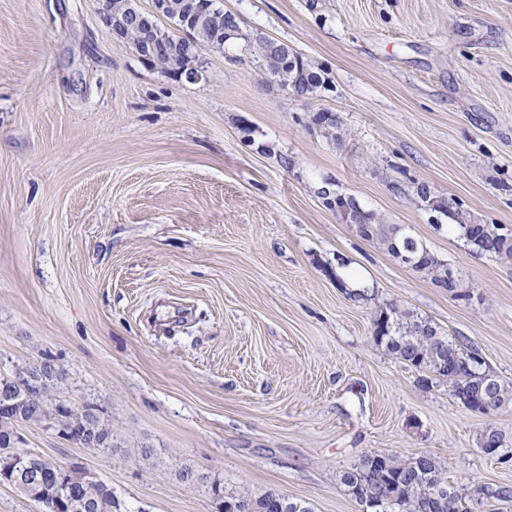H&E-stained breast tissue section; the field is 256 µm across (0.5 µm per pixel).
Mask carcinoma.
I'll return each mask as SVG.
<instances>
[{
	"instance_id": "carcinoma-1",
	"label": "carcinoma",
	"mask_w": 512,
	"mask_h": 512,
	"mask_svg": "<svg viewBox=\"0 0 512 512\" xmlns=\"http://www.w3.org/2000/svg\"><path fill=\"white\" fill-rule=\"evenodd\" d=\"M166 7L162 16L179 23L188 31L191 39L200 46L224 48L226 43L242 40L263 61V70L283 88L296 90L300 96L314 92L322 84L321 75L310 63L293 50L275 49L271 38L260 34L252 36L240 28L241 20H236L238 28L226 25V12L209 14L207 21H197L199 12L206 9L203 0H165ZM124 38L134 45L140 56L150 55V63L158 65L165 72L186 73L182 69L180 48L170 51L162 48H150L143 32L136 27L124 33ZM367 220L373 224L376 233L373 242L393 257H398L396 247L410 242L416 251L427 252L422 264L415 271L429 278L432 283L439 282L448 274L450 265L427 250L425 244L403 230L399 224H385L367 214ZM480 240L472 248L485 254H497L512 258V236L501 233L497 224H479ZM377 329L374 339L385 346L386 350L403 363L414 368L420 374H432L448 382L451 393L456 399L469 395V403H478L483 394L484 382L496 381V404L491 412L512 401V388L505 385L491 371L484 368L471 348L457 341L431 322L408 310H402L391 304L374 319ZM19 376L0 375V484L13 487L25 497L30 493L19 476L12 477L8 469L25 452H16L19 440L14 428L22 421L40 424L47 417V408L36 396V389L30 385H20ZM81 417L75 416V408L67 402H59L54 408V417L58 424L65 427L85 426L98 435L95 446L112 448V433L106 427L96 409L90 405L82 409ZM343 484L350 494L361 504L377 501L387 494V485L394 484L396 503L392 512H467L462 493L448 485L442 475L441 466L432 458L427 465L421 466V458L412 461L400 460L390 454L371 453L365 455L357 465L342 476ZM272 492L260 496L248 494H230L226 501H245L252 512H311L301 502L289 500L277 494V510L269 508ZM91 500L93 512H116L117 502L112 490L102 482L90 480L80 470L56 471L53 477L45 478L44 496L35 500L41 512H84V501Z\"/></svg>"
}]
</instances>
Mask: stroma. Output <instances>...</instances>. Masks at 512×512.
<instances>
[{
	"mask_svg": "<svg viewBox=\"0 0 512 512\" xmlns=\"http://www.w3.org/2000/svg\"><path fill=\"white\" fill-rule=\"evenodd\" d=\"M223 4L322 86L287 92L240 42L202 47L192 81L116 39L94 0H0V373L52 359L49 403L112 428L103 451L22 424L24 449L104 482L118 512H220L187 467L365 512L341 476L372 452L433 457L468 512H512L483 494L512 487V402L470 412L373 338L397 304L512 385V258L473 253L416 196L512 234V0ZM328 193L403 225L464 298ZM490 427L502 457L480 448ZM336 212L341 215L346 224L354 226L359 235L366 236L371 233L369 224H373L377 232L375 233L372 241L395 258H398L395 245H398L399 249L402 250L406 241H409L416 248V253L426 251V258L417 268H413L417 265L413 257L401 254L400 258L402 261L407 263L409 267L414 269V271L429 278L432 284L435 285L438 283L441 277L445 275L448 276L445 277L446 281H455L454 275L452 273L448 274V270L452 267L448 263L436 257L425 244L411 236L405 228L403 230L401 225L384 224V222L376 221L374 219V214L367 212L368 224L362 213L357 210L350 209L347 205L336 209Z\"/></svg>",
	"mask_w": 512,
	"mask_h": 512,
	"instance_id": "obj_1",
	"label": "stroma"
}]
</instances>
